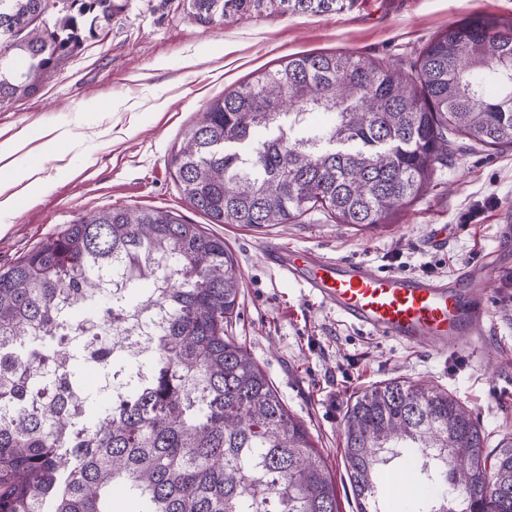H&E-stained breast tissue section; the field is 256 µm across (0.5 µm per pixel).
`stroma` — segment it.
Masks as SVG:
<instances>
[{"instance_id":"stroma-1","label":"stroma","mask_w":512,"mask_h":512,"mask_svg":"<svg viewBox=\"0 0 512 512\" xmlns=\"http://www.w3.org/2000/svg\"><path fill=\"white\" fill-rule=\"evenodd\" d=\"M122 3L39 92L0 105V144L24 141L40 177L17 185L13 211L0 214V269L75 218L112 207L170 210L223 238L242 277L228 333L308 428L340 512L355 509L343 459L346 410L384 381L452 393L483 429L487 448L512 436V241L502 238L512 225V147L449 134L448 158L427 192L373 229L319 211L298 224H212L184 199L169 168L172 149L207 103L289 57L347 52L405 69L449 26L511 20L512 0H350L326 13H291L262 0L220 26L199 24L184 0ZM288 247L440 280L495 253L488 365L368 334L284 277L269 255Z\"/></svg>"}]
</instances>
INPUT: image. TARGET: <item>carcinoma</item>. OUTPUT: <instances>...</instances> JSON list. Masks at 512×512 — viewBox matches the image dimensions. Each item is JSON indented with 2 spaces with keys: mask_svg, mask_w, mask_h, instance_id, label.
<instances>
[{
  "mask_svg": "<svg viewBox=\"0 0 512 512\" xmlns=\"http://www.w3.org/2000/svg\"><path fill=\"white\" fill-rule=\"evenodd\" d=\"M258 2L186 6L220 26ZM120 9L0 0V103L37 93ZM450 132L512 147V21L450 26L408 71L292 56L207 104L170 166L212 224L322 211L377 227L424 195ZM240 289L224 239L150 208L79 217L0 272V512H119L120 499L133 512H339L308 429L224 334ZM134 335L151 345H119ZM86 366L103 369L110 397L85 386ZM342 436L356 512H383L382 465L402 455L421 487L405 512H512V440L484 453L482 429L445 390L397 379L369 389Z\"/></svg>",
  "mask_w": 512,
  "mask_h": 512,
  "instance_id": "obj_1",
  "label": "carcinoma"
}]
</instances>
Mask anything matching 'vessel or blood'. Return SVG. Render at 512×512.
Instances as JSON below:
<instances>
[{"mask_svg":"<svg viewBox=\"0 0 512 512\" xmlns=\"http://www.w3.org/2000/svg\"><path fill=\"white\" fill-rule=\"evenodd\" d=\"M280 271L369 333L409 347L487 353L485 298L495 269L485 261L448 280L378 273L299 249L277 252Z\"/></svg>","mask_w":512,"mask_h":512,"instance_id":"obj_1","label":"vessel or blood"}]
</instances>
